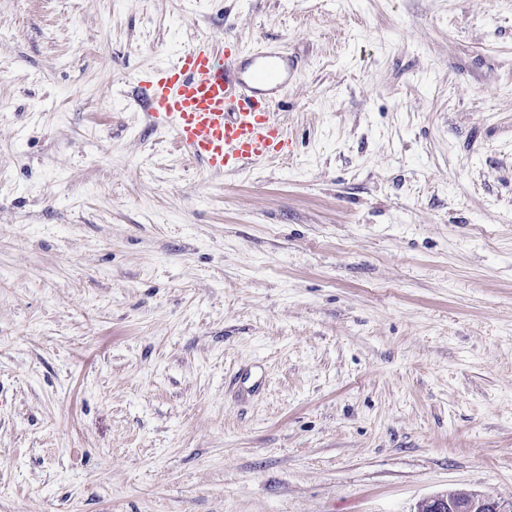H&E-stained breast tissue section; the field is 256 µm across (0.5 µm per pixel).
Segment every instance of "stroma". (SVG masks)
Wrapping results in <instances>:
<instances>
[{
    "instance_id": "35a3bbf8",
    "label": "stroma",
    "mask_w": 512,
    "mask_h": 512,
    "mask_svg": "<svg viewBox=\"0 0 512 512\" xmlns=\"http://www.w3.org/2000/svg\"><path fill=\"white\" fill-rule=\"evenodd\" d=\"M278 42L213 174L142 70ZM512 501V0H0V512Z\"/></svg>"
}]
</instances>
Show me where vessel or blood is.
<instances>
[{"label": "vessel or blood", "mask_w": 512, "mask_h": 512, "mask_svg": "<svg viewBox=\"0 0 512 512\" xmlns=\"http://www.w3.org/2000/svg\"><path fill=\"white\" fill-rule=\"evenodd\" d=\"M294 80L281 44L220 49L200 40L137 78L153 128L187 157L220 173L286 153L291 140L275 105Z\"/></svg>", "instance_id": "1"}]
</instances>
